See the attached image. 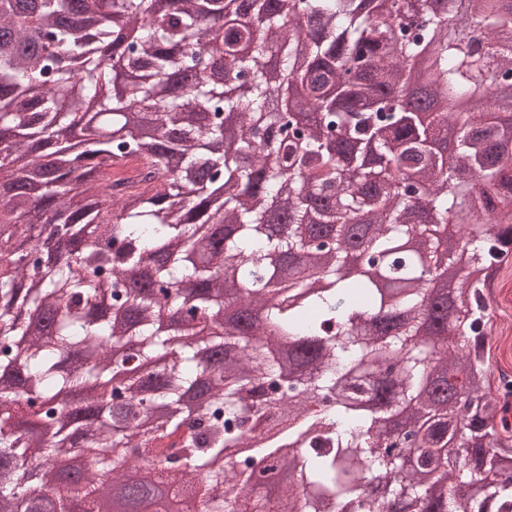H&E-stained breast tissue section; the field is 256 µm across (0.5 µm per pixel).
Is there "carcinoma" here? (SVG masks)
<instances>
[{"label": "carcinoma", "mask_w": 512, "mask_h": 512, "mask_svg": "<svg viewBox=\"0 0 512 512\" xmlns=\"http://www.w3.org/2000/svg\"><path fill=\"white\" fill-rule=\"evenodd\" d=\"M321 25L303 48L289 19ZM0 512H14V461L51 464L61 445L112 449L69 493L85 512L134 474L184 490L203 480L199 512H271L254 494L253 463L292 472L284 512H512V445L499 436L485 342L488 269L512 250V124L497 94L512 85V6L445 0L435 13L407 0H0ZM426 56L441 107L423 122L386 89ZM252 83L224 94V75ZM280 102L277 125L256 129ZM356 145L355 166L381 147L376 180L345 176L332 149ZM128 158L137 180L103 182ZM309 236L275 238L273 202ZM437 224L467 225L451 257L406 248ZM53 226L61 264L36 230ZM293 251L288 280L266 257ZM372 275L345 273L350 255ZM448 275L453 301L435 298ZM235 296L280 332L226 324L224 309L185 299L186 330H159L164 295L186 278ZM128 309L139 360L171 362L119 376L97 341L128 329L90 318L97 300ZM385 311L406 326L373 330ZM94 364L63 373L64 350ZM80 384L97 400L77 414L56 404ZM160 411L147 429L142 421ZM405 415L393 442L380 418ZM395 493L375 497L365 478ZM486 482L487 503L470 497ZM453 487H448V481ZM25 512H66L56 488L35 487Z\"/></svg>", "instance_id": "cac0c4a2"}]
</instances>
